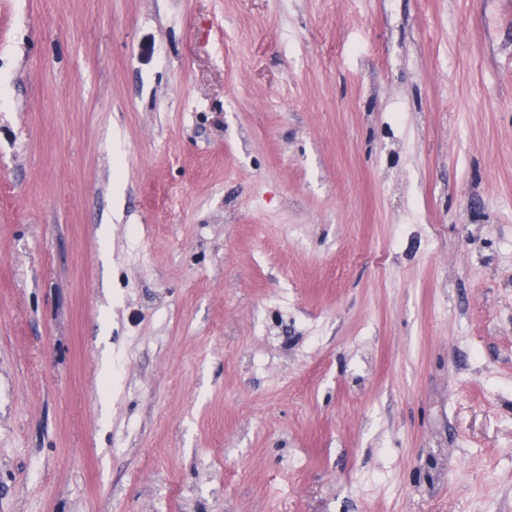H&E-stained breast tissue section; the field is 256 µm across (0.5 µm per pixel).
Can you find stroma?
I'll return each instance as SVG.
<instances>
[{"label": "stroma", "mask_w": 512, "mask_h": 512, "mask_svg": "<svg viewBox=\"0 0 512 512\" xmlns=\"http://www.w3.org/2000/svg\"><path fill=\"white\" fill-rule=\"evenodd\" d=\"M0 512H512L505 0H0Z\"/></svg>", "instance_id": "35a3bbf8"}]
</instances>
